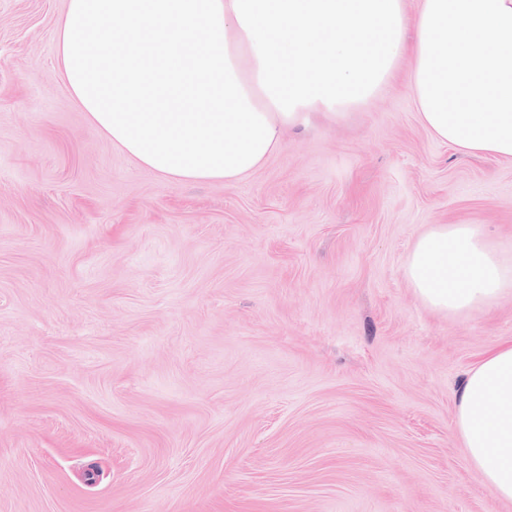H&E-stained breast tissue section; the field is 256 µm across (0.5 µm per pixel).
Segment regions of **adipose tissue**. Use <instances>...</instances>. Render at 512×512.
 <instances>
[{
    "mask_svg": "<svg viewBox=\"0 0 512 512\" xmlns=\"http://www.w3.org/2000/svg\"><path fill=\"white\" fill-rule=\"evenodd\" d=\"M419 120L464 156L512 160V0H67L53 62L79 109L144 169L239 184L284 132L338 121L392 87L401 62ZM404 275L444 316L512 292V259L477 224H437ZM472 470L512 502V343L457 395Z\"/></svg>",
    "mask_w": 512,
    "mask_h": 512,
    "instance_id": "1",
    "label": "adipose tissue"
}]
</instances>
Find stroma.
<instances>
[{
	"mask_svg": "<svg viewBox=\"0 0 512 512\" xmlns=\"http://www.w3.org/2000/svg\"><path fill=\"white\" fill-rule=\"evenodd\" d=\"M65 8L0 0V512H512L454 395L512 293L446 317L404 276L436 224L512 253V161L437 141L402 69L236 186L168 182L73 102Z\"/></svg>",
	"mask_w": 512,
	"mask_h": 512,
	"instance_id": "stroma-1",
	"label": "stroma"
}]
</instances>
